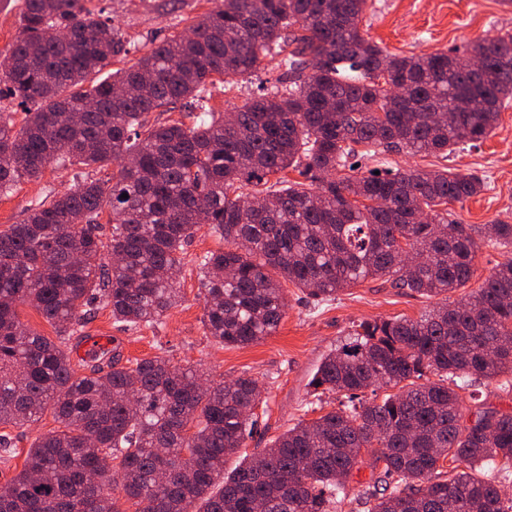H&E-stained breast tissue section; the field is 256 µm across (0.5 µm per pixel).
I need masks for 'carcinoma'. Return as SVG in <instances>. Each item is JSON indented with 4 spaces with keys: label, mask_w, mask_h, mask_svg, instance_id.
<instances>
[{
    "label": "carcinoma",
    "mask_w": 512,
    "mask_h": 512,
    "mask_svg": "<svg viewBox=\"0 0 512 512\" xmlns=\"http://www.w3.org/2000/svg\"><path fill=\"white\" fill-rule=\"evenodd\" d=\"M218 2L190 35L108 72L129 53L120 29L84 0H23L21 33L0 59V99L22 114H0V193L54 161L83 171L0 232V426L47 409L58 423L0 491V512H121L118 493L135 512H332L365 464V512H512L495 478L477 473L512 467V411L481 404L466 422L448 385L512 374V257L471 294L444 297L472 279L478 241L512 246V224L438 210L483 190L473 173L342 174L358 155L446 157L484 141L512 104V33L400 56L361 34L368 0ZM269 56L280 57L275 90L204 111L215 79L231 88ZM108 163L110 183L91 170ZM204 225L224 249L198 262L203 324L226 347L276 331L286 283L326 298L381 279L443 299L418 319L360 324L311 381L344 397L339 407L226 473L254 430L257 379L209 383L159 356L123 365L117 345L80 374L63 350L101 304L131 328L161 323L180 297V254ZM21 304L56 339L28 328ZM429 373L438 380L421 382ZM381 388L395 392L364 400Z\"/></svg>",
    "instance_id": "carcinoma-1"
}]
</instances>
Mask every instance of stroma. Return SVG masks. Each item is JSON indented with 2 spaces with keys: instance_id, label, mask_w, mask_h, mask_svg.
Segmentation results:
<instances>
[{
  "instance_id": "obj_1",
  "label": "stroma",
  "mask_w": 512,
  "mask_h": 512,
  "mask_svg": "<svg viewBox=\"0 0 512 512\" xmlns=\"http://www.w3.org/2000/svg\"><path fill=\"white\" fill-rule=\"evenodd\" d=\"M87 8L102 12L124 34L135 62L153 42L183 34L201 15L215 9V0H87ZM362 35L398 55H424L471 42L512 33V0H371L360 23ZM257 78L239 82L231 91H213L209 106L221 112L244 105L266 89L277 75V62L266 59ZM483 176L486 186L475 197L449 204L453 219L463 224H512V106L501 112L493 133L478 147L442 158L421 154H376L360 160L355 176L369 170H439ZM71 166L50 164L37 179L23 180L0 194V231L19 223L31 207L50 194L68 191L76 183ZM224 243L200 228L186 244L177 272L181 298L160 325L128 328L115 323L110 309L100 308L69 345L73 361H80V343L86 336L117 339L123 360L162 356L176 365H191L220 382L247 374L257 378L262 397L254 409L256 425L245 442L251 455L299 421L317 418L318 396L310 381L321 360L350 342L360 323L419 318L433 300L409 296L382 280L368 279L320 300L287 287L288 306L277 331L258 343L226 348L206 336L202 323L197 260ZM56 426L52 413L23 428H9L10 453L0 456V488L7 486L24 465L36 439Z\"/></svg>"
}]
</instances>
